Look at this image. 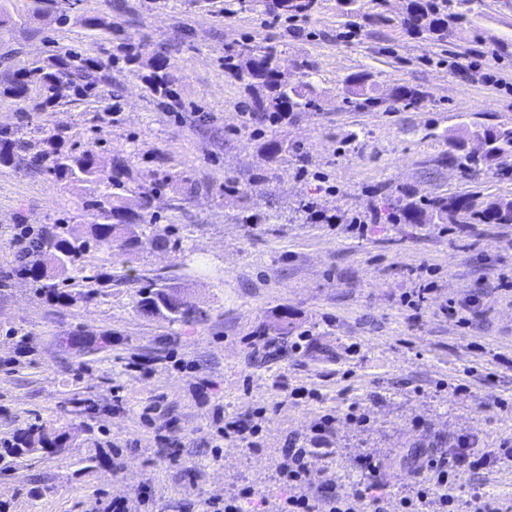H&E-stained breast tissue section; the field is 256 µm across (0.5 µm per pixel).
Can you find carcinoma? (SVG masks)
I'll return each instance as SVG.
<instances>
[{
	"instance_id": "cac0c4a2",
	"label": "carcinoma",
	"mask_w": 512,
	"mask_h": 512,
	"mask_svg": "<svg viewBox=\"0 0 512 512\" xmlns=\"http://www.w3.org/2000/svg\"><path fill=\"white\" fill-rule=\"evenodd\" d=\"M50 3L59 11L61 24L75 22L86 28H104L107 23L99 18L78 13L81 0H34L26 18L41 15V4ZM343 3V26L349 30L358 25L361 16L360 0H339ZM472 0H410L407 16L400 19L402 30L414 39L443 45L453 36L452 25L470 22ZM314 0H278L276 7L287 18L307 13ZM281 51L274 45L243 44L224 49V70L248 88L251 111L258 118L286 112L319 111L321 98L315 92L314 65L303 59L297 63L304 80L284 84L279 77L278 61ZM154 69L151 90L164 97L176 94L170 60L162 51L152 56ZM370 75L359 73L345 79L346 92L352 95L349 103L356 107L389 103L414 104L420 97L417 90L399 86L385 96L368 92ZM112 82V60L84 57L78 53L52 56L41 65L23 70L9 67L0 71V98L20 106L21 118L16 126H0V164L15 165L30 171L47 174L59 185H81L85 190L84 208L103 219L90 225L92 240L73 235L65 227L44 230L31 246L21 254L25 273L35 282L43 283L44 292L61 300L56 284L48 282L49 270L65 271L82 252L95 245L113 257L123 277L136 272L134 259L141 243L128 228L146 223L145 214L152 206L148 192L138 191L127 196L129 188L124 181L128 174V160L123 156L111 159L109 168H103L98 154L91 148L72 144L68 128L59 127L39 141V150L31 152L28 135L39 132L33 119L52 110L71 97L87 98L103 83ZM460 155L450 157L464 171L486 168L491 171L512 170V124L496 126L463 124L451 136ZM386 220L390 224H512V198L485 201L477 193L438 195L415 200L399 195L382 201ZM165 282L143 287L136 302L139 313L161 318L172 323H198L207 318V312L192 303L167 301ZM23 443L31 448L39 445L49 452H60L66 447V436H50L38 430L30 431Z\"/></svg>"
}]
</instances>
